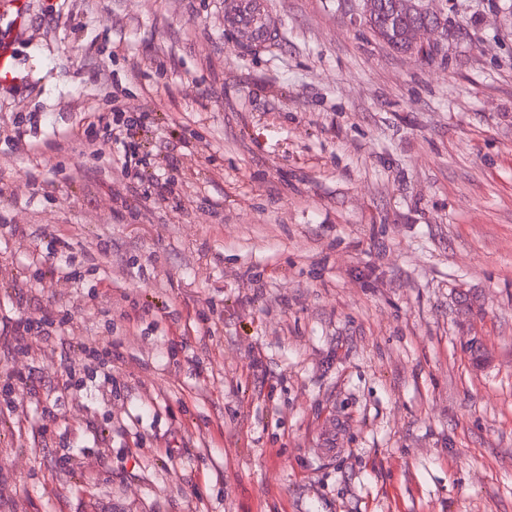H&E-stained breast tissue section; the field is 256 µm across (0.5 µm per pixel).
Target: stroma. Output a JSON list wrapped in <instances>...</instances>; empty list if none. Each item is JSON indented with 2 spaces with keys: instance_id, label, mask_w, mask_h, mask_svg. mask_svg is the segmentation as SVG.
Returning <instances> with one entry per match:
<instances>
[{
  "instance_id": "1",
  "label": "stroma",
  "mask_w": 512,
  "mask_h": 512,
  "mask_svg": "<svg viewBox=\"0 0 512 512\" xmlns=\"http://www.w3.org/2000/svg\"><path fill=\"white\" fill-rule=\"evenodd\" d=\"M260 2L254 42L224 0H32L0 92V387L29 377L0 512H512V0H453L430 58ZM116 98L153 112L133 187L93 123ZM51 324L47 316L27 317L18 319L13 326V334L19 344H22L25 352L33 346L38 345L45 336L46 329L43 326Z\"/></svg>"
}]
</instances>
